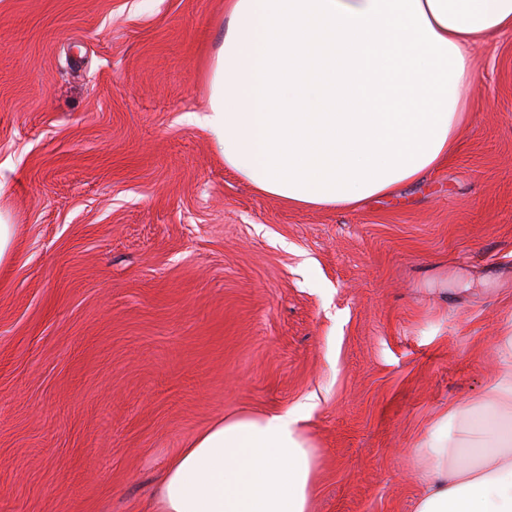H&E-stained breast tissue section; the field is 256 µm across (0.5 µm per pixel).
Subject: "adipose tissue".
Listing matches in <instances>:
<instances>
[{
	"label": "adipose tissue",
	"instance_id": "1",
	"mask_svg": "<svg viewBox=\"0 0 512 512\" xmlns=\"http://www.w3.org/2000/svg\"><path fill=\"white\" fill-rule=\"evenodd\" d=\"M203 122L224 164L298 207L354 208L454 153L471 49L512 0H228ZM313 408L224 416L168 462L157 512H311ZM412 512H512V368L422 443Z\"/></svg>",
	"mask_w": 512,
	"mask_h": 512
}]
</instances>
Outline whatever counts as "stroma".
I'll list each match as a JSON object with an SVG mask.
<instances>
[{
  "instance_id": "obj_1",
  "label": "stroma",
  "mask_w": 512,
  "mask_h": 512,
  "mask_svg": "<svg viewBox=\"0 0 512 512\" xmlns=\"http://www.w3.org/2000/svg\"><path fill=\"white\" fill-rule=\"evenodd\" d=\"M224 0H0V512H151L224 415L308 396L312 512H411L435 416L512 365V37L457 149L351 209L227 168Z\"/></svg>"
}]
</instances>
